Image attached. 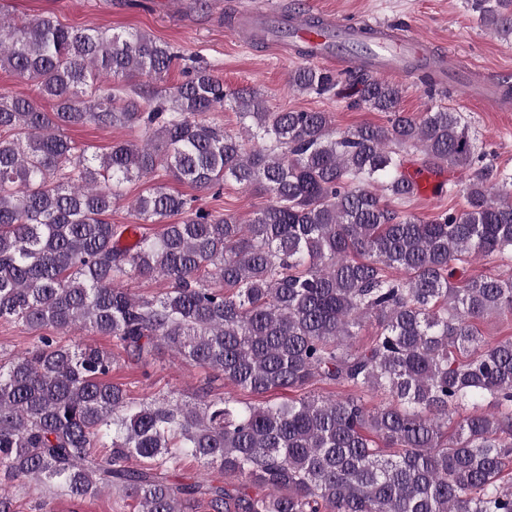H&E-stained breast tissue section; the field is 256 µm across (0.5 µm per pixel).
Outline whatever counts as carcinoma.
Wrapping results in <instances>:
<instances>
[{
  "mask_svg": "<svg viewBox=\"0 0 512 512\" xmlns=\"http://www.w3.org/2000/svg\"><path fill=\"white\" fill-rule=\"evenodd\" d=\"M471 8L512 37V0ZM297 52L306 62L290 88L387 124L342 130L328 112H271L196 58L162 94L153 82L181 56L145 32L0 23V67L53 102L0 95V321L41 333L0 363V482L53 483L76 500L117 487L140 512H512V338L488 343L474 326L512 314V275L452 282L478 255L512 262V174L483 163L460 113L409 115L398 84ZM417 80L430 98L450 93L432 72ZM228 102L242 137L206 120ZM88 123L145 140L99 155L64 133ZM414 150L428 171L472 172L458 189L437 186L462 192L465 208L428 220L401 208L419 190L405 168ZM160 171L268 201L242 223L156 183L133 211L161 234L106 220L126 183ZM133 278L166 288L144 297L126 287ZM368 320L374 334L357 346ZM76 330L111 337L146 377L163 348L214 377L194 402L135 400L112 383L111 350L58 339ZM217 380L260 396L321 382L388 402L309 393L242 405L211 393ZM189 455L243 484L171 482Z\"/></svg>",
  "mask_w": 512,
  "mask_h": 512,
  "instance_id": "carcinoma-1",
  "label": "carcinoma"
}]
</instances>
